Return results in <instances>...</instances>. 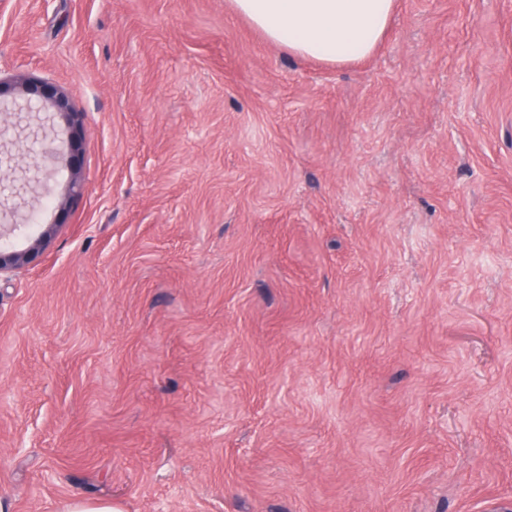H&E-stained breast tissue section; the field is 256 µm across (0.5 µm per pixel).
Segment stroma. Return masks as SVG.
<instances>
[{
  "mask_svg": "<svg viewBox=\"0 0 512 512\" xmlns=\"http://www.w3.org/2000/svg\"><path fill=\"white\" fill-rule=\"evenodd\" d=\"M80 119L0 248V512L512 503V0L345 65L227 0H0ZM47 236H41L35 241L33 246L25 252L5 251L0 249V274L17 270L30 263L41 249L42 243ZM62 512H122L118 505L110 501L72 500L64 505Z\"/></svg>",
  "mask_w": 512,
  "mask_h": 512,
  "instance_id": "stroma-1",
  "label": "stroma"
}]
</instances>
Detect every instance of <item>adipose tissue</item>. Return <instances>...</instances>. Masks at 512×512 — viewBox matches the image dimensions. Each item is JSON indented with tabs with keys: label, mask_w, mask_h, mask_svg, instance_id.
Here are the masks:
<instances>
[{
	"label": "adipose tissue",
	"mask_w": 512,
	"mask_h": 512,
	"mask_svg": "<svg viewBox=\"0 0 512 512\" xmlns=\"http://www.w3.org/2000/svg\"><path fill=\"white\" fill-rule=\"evenodd\" d=\"M269 42L299 58L343 65L371 55L396 0H229Z\"/></svg>",
	"instance_id": "adipose-tissue-1"
}]
</instances>
